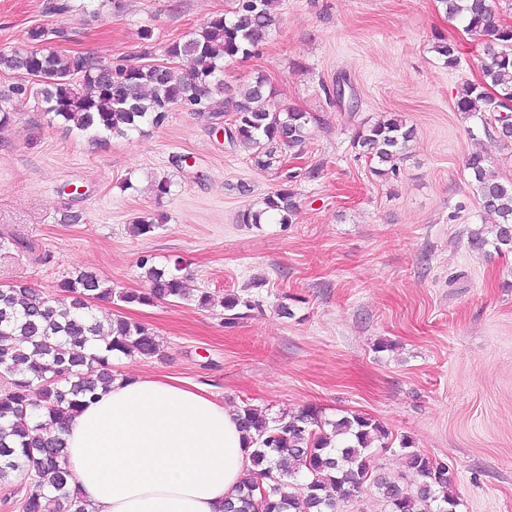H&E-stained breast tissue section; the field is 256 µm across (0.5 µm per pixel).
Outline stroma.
Returning <instances> with one entry per match:
<instances>
[{"mask_svg":"<svg viewBox=\"0 0 512 512\" xmlns=\"http://www.w3.org/2000/svg\"><path fill=\"white\" fill-rule=\"evenodd\" d=\"M46 2L0 0V49L63 22L73 32L66 51L138 64L147 28L159 61L168 42L232 6L71 0L62 20ZM440 37L458 45L457 67L434 52ZM482 56V42L439 0H280L268 41L224 63L227 93L262 75L273 106L314 116L302 152H286L280 170L254 166L208 113L181 105L160 126L98 142L53 121L33 97L11 95L13 121L0 129V235L33 248L0 255V284L52 294L87 270L135 291L146 286L141 258L160 268L181 261L190 300L96 302L101 318L141 323L159 344L148 359L116 358L115 370L185 380L272 417L306 406L331 420L368 414L448 463L457 512H512V252L469 250L466 232L485 215L465 167L479 152L512 180V143L455 108L462 85L481 81ZM340 85L355 107L338 101ZM390 113L415 137L398 176L385 180L352 140ZM288 174L292 223H242ZM163 177L171 192L159 200L152 184ZM147 213L165 220L134 235ZM203 292L214 306L194 302ZM228 293L253 304L231 323L218 304Z\"/></svg>","mask_w":512,"mask_h":512,"instance_id":"obj_1","label":"stroma"}]
</instances>
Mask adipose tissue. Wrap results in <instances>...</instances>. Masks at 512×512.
Returning <instances> with one entry per match:
<instances>
[{
  "mask_svg": "<svg viewBox=\"0 0 512 512\" xmlns=\"http://www.w3.org/2000/svg\"><path fill=\"white\" fill-rule=\"evenodd\" d=\"M65 439L87 512H224L252 467L234 410L172 377L116 375Z\"/></svg>",
  "mask_w": 512,
  "mask_h": 512,
  "instance_id": "adipose-tissue-1",
  "label": "adipose tissue"
}]
</instances>
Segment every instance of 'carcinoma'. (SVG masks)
Returning a JSON list of instances; mask_svg holds the SVG:
<instances>
[{"mask_svg": "<svg viewBox=\"0 0 512 512\" xmlns=\"http://www.w3.org/2000/svg\"><path fill=\"white\" fill-rule=\"evenodd\" d=\"M228 13L212 18L204 27L164 47L172 60L189 59L190 72L175 66L161 71L150 63L117 67L112 79L97 77L98 59L83 52L64 53L50 46L70 38L65 25L33 27L27 40L36 50H0V70L31 80L30 91L42 111L70 129L94 139L125 136L143 124L161 125L175 105L212 117L230 115L228 140L251 151L250 159L263 168L282 167V150H300L316 118L296 108H270L274 96L264 76L244 84L235 95L217 102L224 93V60L245 58L264 44L276 24L279 0H232ZM445 13L459 19L464 30L484 37L482 82L462 86L456 108L488 126L485 113L497 104L486 93L512 100V26L494 22L493 0H439ZM434 51L453 68L457 45L442 39ZM38 75L42 80L35 81ZM414 129L396 116L358 129L353 146L373 163L372 172L387 179L397 174L398 163ZM489 227L473 228L469 249L485 255L512 252V181L489 169L479 153L466 161ZM265 209L248 210L242 223L259 224L273 211L282 224L297 210L296 193L283 185L264 201ZM162 218H136L133 233L148 235ZM147 288L119 292L127 304L151 305L161 300H184L180 262L159 269L149 260L139 263ZM59 295L42 294L23 281L0 288V485L19 479L28 483L23 512H44L43 500L52 495L55 512H86L81 496L70 489L71 474L65 464V424L88 400L97 398L113 379L112 359L118 355L151 358L158 352L153 333L139 323L117 315L103 324L93 313L92 302L111 301L114 288L98 275L79 271L58 284ZM224 310L237 319L236 309L252 307L236 294L224 296ZM240 426L252 435L257 448L251 453L253 470L242 482L232 512H336V503L356 496L371 482L391 512H456L454 472L448 464L399 441L409 481L373 477L372 445L392 447V435L380 421L351 413L334 422L322 420L311 406L295 413L269 418L245 406L237 410ZM267 495L259 499L258 485Z\"/></svg>", "mask_w": 512, "mask_h": 512, "instance_id": "obj_1", "label": "carcinoma"}]
</instances>
